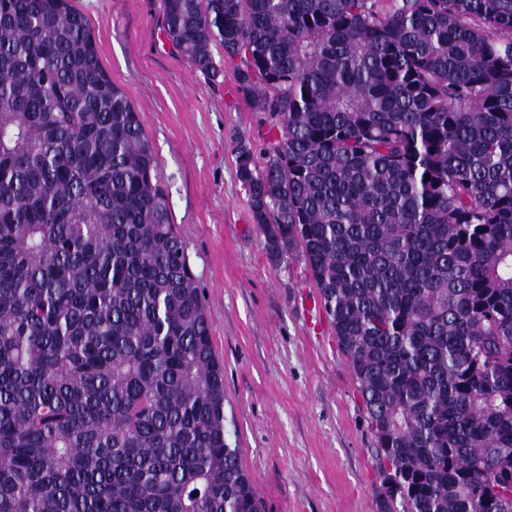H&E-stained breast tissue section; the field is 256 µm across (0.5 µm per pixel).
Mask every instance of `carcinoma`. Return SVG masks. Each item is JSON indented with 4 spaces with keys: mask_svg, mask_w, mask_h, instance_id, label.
Segmentation results:
<instances>
[{
    "mask_svg": "<svg viewBox=\"0 0 512 512\" xmlns=\"http://www.w3.org/2000/svg\"><path fill=\"white\" fill-rule=\"evenodd\" d=\"M162 6L278 131L237 175L349 358L382 512H512V0ZM0 512H261L154 150L69 0H0Z\"/></svg>",
    "mask_w": 512,
    "mask_h": 512,
    "instance_id": "1",
    "label": "carcinoma"
}]
</instances>
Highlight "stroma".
Masks as SVG:
<instances>
[{"label": "stroma", "instance_id": "obj_1", "mask_svg": "<svg viewBox=\"0 0 512 512\" xmlns=\"http://www.w3.org/2000/svg\"><path fill=\"white\" fill-rule=\"evenodd\" d=\"M139 114L224 367L226 438L263 512H380L375 441L352 369L303 261L269 258L235 151L271 121L232 64L210 78L166 38L162 0H71Z\"/></svg>", "mask_w": 512, "mask_h": 512}]
</instances>
